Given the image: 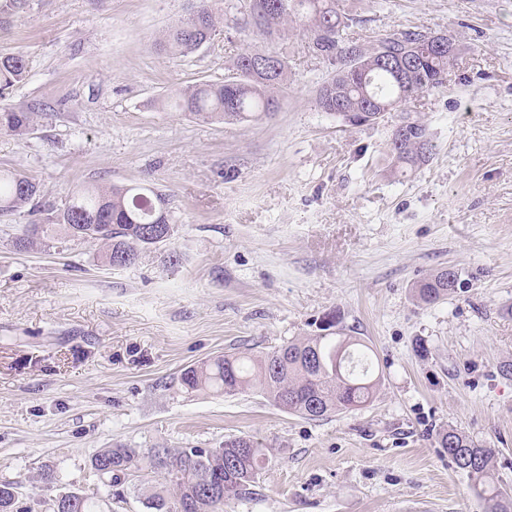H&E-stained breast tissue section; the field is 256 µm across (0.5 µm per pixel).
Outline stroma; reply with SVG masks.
Listing matches in <instances>:
<instances>
[{"mask_svg": "<svg viewBox=\"0 0 512 512\" xmlns=\"http://www.w3.org/2000/svg\"><path fill=\"white\" fill-rule=\"evenodd\" d=\"M338 4L353 41L410 29L457 46L446 88L408 106L436 146L419 169L388 154L399 113L353 127L319 111L332 68L293 23L272 38L221 27L180 56L159 40L195 0H32L0 31V53L29 64L0 102L38 109L25 133H0V168L34 178L42 203L0 215V482L20 485L25 512L67 492L146 512L158 481L110 496L90 458L232 436L266 465L224 512H484L437 442L449 427L500 449L512 487V380L498 373L512 360V0ZM245 51L288 64L274 115L204 123L163 106L224 81ZM85 183L168 195L170 244L124 268L82 239L18 250ZM448 266L457 292L418 304L414 285ZM332 310L382 377L364 408L307 420L252 390L179 383L194 363L316 335Z\"/></svg>", "mask_w": 512, "mask_h": 512, "instance_id": "1", "label": "stroma"}]
</instances>
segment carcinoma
<instances>
[{
  "label": "carcinoma",
  "mask_w": 512,
  "mask_h": 512,
  "mask_svg": "<svg viewBox=\"0 0 512 512\" xmlns=\"http://www.w3.org/2000/svg\"><path fill=\"white\" fill-rule=\"evenodd\" d=\"M30 6V0H0V29ZM351 18L337 8L336 0H246L244 6H227L215 14L207 0L165 32L162 44L187 56L207 43L219 26L278 35L290 22L309 38L315 56L336 65L335 74L318 88L316 105L322 112L354 125L348 114L379 111L386 107L402 112L401 121L414 134L389 146L400 168L414 169L429 161L435 145L420 118L405 107L424 93L446 87L448 71L456 57L446 49H433L424 57L418 45L425 34L404 31L388 34L374 46L345 37ZM407 57V69L380 63L381 56ZM28 64L19 53H0V96L26 78ZM236 76L220 83L204 82L179 93L174 107L201 122L221 120L242 123L268 117L278 111L288 66L272 65L261 54L243 52L234 61ZM35 109L0 106V133L20 134L32 125ZM39 193L31 177L0 170V213L17 212ZM98 242L113 267L135 264L142 253L165 245L175 234V222L167 195L144 185L75 187L62 209L46 224H31L16 246L28 250L39 241L60 234ZM456 270L440 269L414 286L416 301L434 305L455 293ZM341 323L336 311L320 319V334L289 341L271 351L254 354L233 352L189 366L180 374L188 391L213 390L237 394L256 390L280 410L306 419L343 413L371 402L381 384L368 363L369 347L354 336L336 335ZM439 447L471 481L485 512H512V490L495 479L499 449L480 445L450 428L439 433ZM264 449L251 439L229 437L216 448H106L90 459L98 482L111 488L131 477L144 480L155 475L169 489L146 496L148 512H224V503L253 494L265 468ZM224 483V491L212 486ZM14 484L0 483V512H20ZM105 500L75 493L56 502L58 512H107Z\"/></svg>",
  "instance_id": "cac0c4a2"
}]
</instances>
